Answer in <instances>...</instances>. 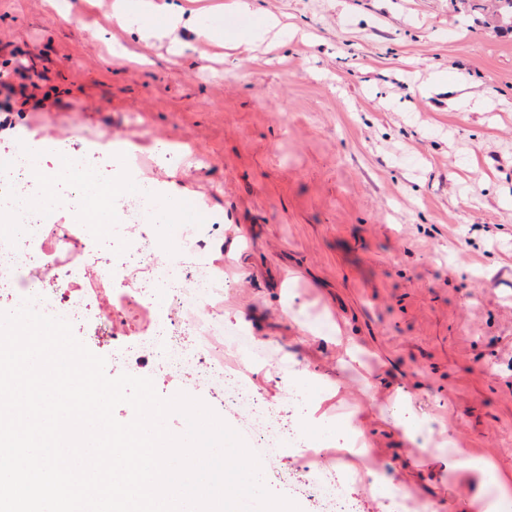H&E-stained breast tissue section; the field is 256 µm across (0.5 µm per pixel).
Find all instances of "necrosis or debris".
Returning <instances> with one entry per match:
<instances>
[{
    "instance_id": "necrosis-or-debris-1",
    "label": "necrosis or debris",
    "mask_w": 512,
    "mask_h": 512,
    "mask_svg": "<svg viewBox=\"0 0 512 512\" xmlns=\"http://www.w3.org/2000/svg\"><path fill=\"white\" fill-rule=\"evenodd\" d=\"M88 170L106 174L94 197L86 192ZM135 172L134 157L118 166L110 157L89 154L84 172L72 173L69 190L55 193L51 205L37 209L31 200L51 184L50 171L26 169L16 162L14 152L0 150V210L9 216L8 223L0 225V290L19 288L21 298L32 299L38 311L78 325L91 304L87 295L74 291L76 281L93 275L106 282L112 279L111 269L96 272L84 260L85 250L101 230L91 215L97 210L119 211L122 223L140 229L137 236L116 243L124 257L123 269L147 268L154 273L151 280L132 283L134 296L146 300L162 294L165 303L181 314L175 321L158 318L155 339L128 349L121 366L133 371L150 365L166 375L185 376L196 386L223 392L225 408L244 418L253 446L263 450L267 461H274L281 448L297 438L302 422L282 421L280 410L254 393L246 367L251 357L248 344L225 331L207 304L204 289L224 285V271L211 259L209 239L177 235L170 226H157L154 210L138 192L113 196V183ZM57 209L70 211L76 220L56 225L53 236H46L48 217ZM62 252L71 261L61 268L53 292H45L36 275L37 262ZM227 349L238 354L230 366L222 358ZM282 479L295 491L315 497L319 512H357L350 492L352 476L343 468L306 463L283 473Z\"/></svg>"
}]
</instances>
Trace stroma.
Masks as SVG:
<instances>
[{
  "mask_svg": "<svg viewBox=\"0 0 512 512\" xmlns=\"http://www.w3.org/2000/svg\"><path fill=\"white\" fill-rule=\"evenodd\" d=\"M113 0H0V70L47 75L5 106L13 148L73 127L136 146L140 181L219 217L224 326L268 351L253 388L335 451L361 512H497L512 492V28L496 0H252L287 25L189 38L131 31ZM81 287L76 337L113 359L154 307ZM290 314H283V306ZM359 354L337 365L330 338ZM157 392L241 418L184 378ZM409 411V429L397 428ZM498 479L452 467L457 451Z\"/></svg>",
  "mask_w": 512,
  "mask_h": 512,
  "instance_id": "obj_1",
  "label": "stroma"
}]
</instances>
